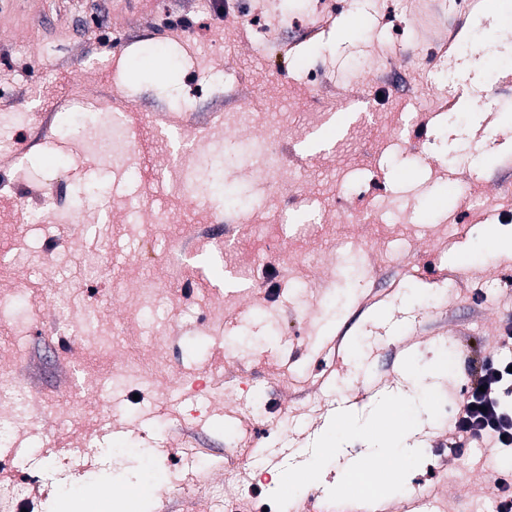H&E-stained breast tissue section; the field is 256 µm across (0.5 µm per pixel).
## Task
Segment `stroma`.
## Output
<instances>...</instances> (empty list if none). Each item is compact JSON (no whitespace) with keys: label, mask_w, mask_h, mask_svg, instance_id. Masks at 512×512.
<instances>
[{"label":"stroma","mask_w":512,"mask_h":512,"mask_svg":"<svg viewBox=\"0 0 512 512\" xmlns=\"http://www.w3.org/2000/svg\"><path fill=\"white\" fill-rule=\"evenodd\" d=\"M481 25L453 0H238L235 25L202 0H0V376L17 401L0 400V512H106L101 489L161 488L130 512H213L208 491L229 485L238 512H276L273 459L286 448L306 463L336 396L361 381L437 387L439 419L420 415L424 461L406 478L435 495V512H492L488 472L512 465L493 443L451 451L453 392L483 357L512 359L499 336L512 326V261H487L479 224L512 230V170L480 162L478 142L503 145L473 110L440 97L484 75L480 107L510 115L512 0ZM360 16L345 40L309 39L327 17ZM455 53L440 41L454 26ZM302 42L297 58L269 65L255 51L274 36ZM172 59L169 75L141 71L138 55ZM391 86L380 112L348 130L334 151L301 166L294 154L322 127L326 108ZM94 113L117 95L132 113L165 107L224 120L190 127L180 165L157 173L170 142L150 128L134 165L105 159L62 103L76 93ZM270 133L280 159L224 166V146ZM225 182L255 208L233 231L213 223ZM463 175L458 193L449 172ZM77 211L73 224L42 218L44 203ZM293 216L278 223V214ZM412 312L416 355L401 361L383 320L357 313L364 298ZM346 330L342 366L319 339ZM74 336L71 354L58 347ZM440 384L431 375L440 355ZM236 427H213L214 410ZM115 418L122 439L97 431ZM26 437L25 457L9 456Z\"/></svg>","instance_id":"stroma-1"}]
</instances>
